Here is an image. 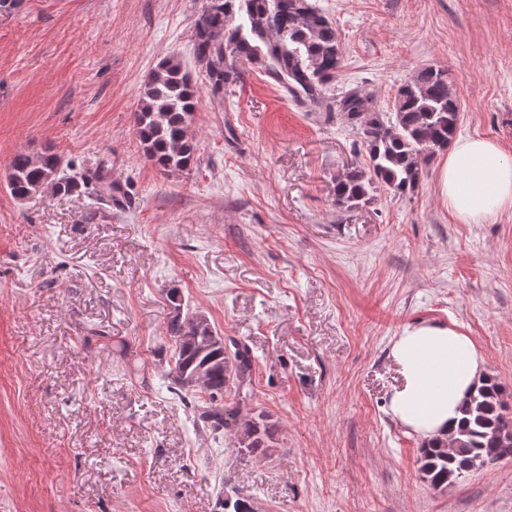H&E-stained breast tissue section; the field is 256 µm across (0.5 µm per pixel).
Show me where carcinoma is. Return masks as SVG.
Listing matches in <instances>:
<instances>
[{"label":"carcinoma","mask_w":512,"mask_h":512,"mask_svg":"<svg viewBox=\"0 0 512 512\" xmlns=\"http://www.w3.org/2000/svg\"><path fill=\"white\" fill-rule=\"evenodd\" d=\"M195 53L214 94L246 70L258 69L294 100L313 102L327 99L343 61L335 26L310 0H208L195 25ZM199 102V85L174 57L162 60L145 81L134 113L136 133L145 158L164 175L189 170L196 161L189 129ZM336 111L357 130L368 157L367 166L351 169L336 182V205L351 208L369 202L377 188L415 189L427 163L448 148L460 106L448 72L426 66L400 87L394 111H373L362 89L336 97ZM61 167V156L51 150L15 154L8 175L11 195L25 201L45 191L77 192L78 183L62 175ZM167 298L174 315L166 333L175 343L168 374L186 392L206 395L199 418L207 427L219 431L230 418L234 447L266 454L273 426L260 416L242 418L237 409L224 410V393L251 379L250 350L221 336L205 315L182 316L178 290H170ZM505 396L503 385L483 378L461 405L451 439L422 444L421 472L428 485L446 488L477 467L512 456V407ZM224 512H255L254 502L239 495L226 498Z\"/></svg>","instance_id":"1"}]
</instances>
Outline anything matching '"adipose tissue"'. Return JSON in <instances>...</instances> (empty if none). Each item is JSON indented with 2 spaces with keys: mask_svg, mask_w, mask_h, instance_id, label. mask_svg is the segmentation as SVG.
<instances>
[{
  "mask_svg": "<svg viewBox=\"0 0 512 512\" xmlns=\"http://www.w3.org/2000/svg\"><path fill=\"white\" fill-rule=\"evenodd\" d=\"M441 194L460 221H492L512 207V160L489 139H457L442 167ZM391 352L402 376L390 397L393 418L427 440L450 435L482 377L484 358L473 339L455 325L421 321L403 329Z\"/></svg>",
  "mask_w": 512,
  "mask_h": 512,
  "instance_id": "adipose-tissue-1",
  "label": "adipose tissue"
}]
</instances>
